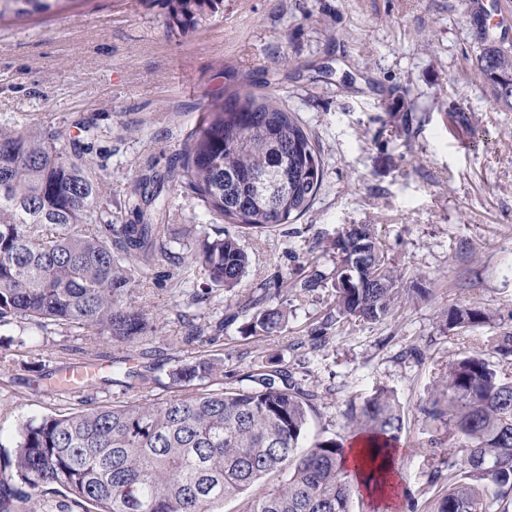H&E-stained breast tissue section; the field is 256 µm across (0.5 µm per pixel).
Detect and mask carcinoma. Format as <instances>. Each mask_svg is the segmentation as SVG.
<instances>
[{"instance_id":"obj_1","label":"carcinoma","mask_w":512,"mask_h":512,"mask_svg":"<svg viewBox=\"0 0 512 512\" xmlns=\"http://www.w3.org/2000/svg\"><path fill=\"white\" fill-rule=\"evenodd\" d=\"M173 35L208 29L224 0H162ZM58 10V0H0V20H26ZM495 103L512 110V48L485 42L473 60ZM467 131L474 115L448 113ZM102 166L87 150L39 123L0 122V327L21 320L37 327L83 328L132 346L151 324L133 305L134 290L153 278L166 255L169 186L189 189L206 214L236 228L187 231L190 266L207 285L231 290L250 259L240 233L261 232L305 214L323 181L319 148L296 113L274 92L233 90L202 114L165 174L146 166L126 192L131 219L112 223ZM236 181L224 186V173ZM279 187L273 202L256 177ZM331 273L301 284L331 285L336 318L377 322L405 289L370 224L343 229L329 243ZM262 293L241 309L250 335L275 336L286 311ZM476 303L457 307L446 328L490 324ZM224 360L198 355L169 371L172 384L196 390L161 403L98 405L23 423L9 472L0 474V512H25L26 485L43 497L60 491L82 512H221L224 501L249 497L247 512H350L358 485L344 466L347 449L334 438L306 450L300 441L315 410L316 391L281 360L253 369L219 390ZM446 403L425 417L464 440V475L448 479L434 512H512V382L500 379L490 355L448 364ZM356 436H367L370 460L383 469L403 428L394 395L379 389L346 413Z\"/></svg>"}]
</instances>
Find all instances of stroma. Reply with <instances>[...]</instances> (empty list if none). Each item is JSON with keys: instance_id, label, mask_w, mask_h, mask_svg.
I'll return each mask as SVG.
<instances>
[{"instance_id": "obj_1", "label": "stroma", "mask_w": 512, "mask_h": 512, "mask_svg": "<svg viewBox=\"0 0 512 512\" xmlns=\"http://www.w3.org/2000/svg\"><path fill=\"white\" fill-rule=\"evenodd\" d=\"M473 29L460 0H224L208 29L179 37L141 0H62L59 14L1 22L0 122L66 135L94 117L113 212L124 211L128 182L149 163L166 171L211 100L237 88L280 93L315 140L324 178L293 223L242 235L252 263L229 292L208 290L190 269L185 231L210 218L173 189L168 255L134 292L152 326L144 348L104 336L86 346L56 326L0 328V448L14 447L26 421L85 400L165 401L177 393L169 371L199 354L223 359L228 374L282 358L319 394L306 447L347 438L345 412L377 388L394 394L404 423L398 512H432L463 440L422 409L440 397L449 362L512 333V110L474 72ZM456 108L473 113L474 133L448 129ZM349 224L374 225L403 287L428 294L321 337L335 299L299 285L331 272L323 246ZM262 286L288 313L282 333L250 336L239 322L213 333ZM469 301L492 311V324L447 329L444 313ZM194 327L202 339L185 343ZM89 361L100 367L94 383L50 388V376ZM130 367L144 377L128 390L120 379Z\"/></svg>"}]
</instances>
